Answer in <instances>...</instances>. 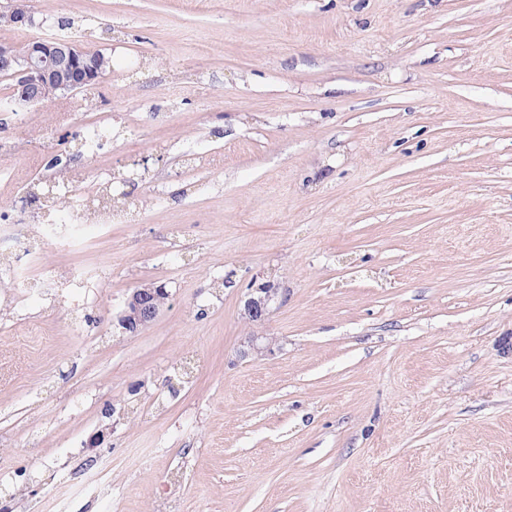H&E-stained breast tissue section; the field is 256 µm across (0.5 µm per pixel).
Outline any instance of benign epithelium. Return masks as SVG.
<instances>
[{
  "instance_id": "benign-epithelium-1",
  "label": "benign epithelium",
  "mask_w": 512,
  "mask_h": 512,
  "mask_svg": "<svg viewBox=\"0 0 512 512\" xmlns=\"http://www.w3.org/2000/svg\"><path fill=\"white\" fill-rule=\"evenodd\" d=\"M0 18L7 24L40 27L43 20L35 16L28 0H0ZM111 58L102 52H90L71 40L35 39L25 52L8 43H0V73L16 80L13 89L14 109L41 104L47 98L64 97L99 82L111 71ZM279 289L273 283L251 288L244 301V314L252 321L265 322ZM166 286L144 283L128 295L118 325L135 333L151 325L169 299ZM275 353V340L253 334L245 337L244 357H266Z\"/></svg>"
}]
</instances>
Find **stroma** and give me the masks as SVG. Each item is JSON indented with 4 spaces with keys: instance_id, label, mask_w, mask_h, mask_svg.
<instances>
[{
    "instance_id": "obj_1",
    "label": "stroma",
    "mask_w": 512,
    "mask_h": 512,
    "mask_svg": "<svg viewBox=\"0 0 512 512\" xmlns=\"http://www.w3.org/2000/svg\"><path fill=\"white\" fill-rule=\"evenodd\" d=\"M30 5L0 42L113 68L19 121L0 88V211L30 224L0 250V504L512 512V0ZM57 155L75 200L147 159L124 223L52 241L22 199ZM148 281L169 301L123 332ZM253 333L279 352L240 357ZM169 297L170 293L164 284H141L128 295L118 325L129 333L148 327L165 308ZM279 289L273 283H265L261 288H250L244 301V314L252 321L265 322L272 312V303Z\"/></svg>"
}]
</instances>
